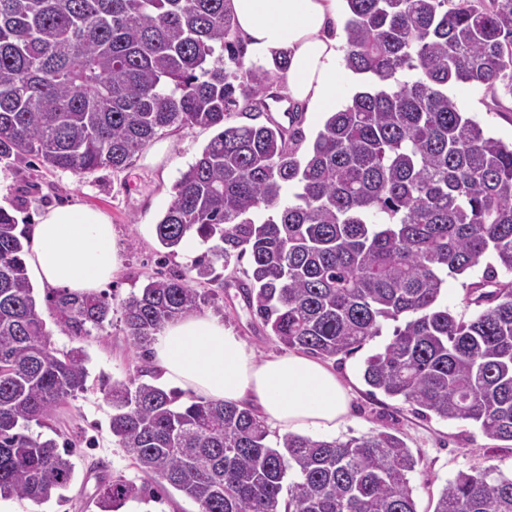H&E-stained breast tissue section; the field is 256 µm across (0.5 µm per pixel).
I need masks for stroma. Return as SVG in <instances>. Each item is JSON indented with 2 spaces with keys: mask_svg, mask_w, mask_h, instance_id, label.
I'll list each match as a JSON object with an SVG mask.
<instances>
[{
  "mask_svg": "<svg viewBox=\"0 0 512 512\" xmlns=\"http://www.w3.org/2000/svg\"><path fill=\"white\" fill-rule=\"evenodd\" d=\"M450 92L460 109L493 136L512 141V99L505 97L493 103L483 87L470 84L451 86ZM214 134V129L199 126L165 129L131 165L119 171L109 167L84 174L48 170L29 156L0 161V208L12 212L21 228L35 223L47 207L80 203L109 217L121 247L118 271L99 290L112 305V321L104 328L72 337L56 322V289H34L55 347H79L88 357L85 391L58 407L47 425L30 427L32 434L72 450L75 478L61 496L40 505L0 499V512H101L97 493L102 478L95 474L99 467L107 468L108 478L124 477L156 488L155 479L140 472L113 439L109 428L112 408L105 400L104 389L106 382L127 381L143 370L148 373V382H156L159 377L151 355L133 345L127 336L121 303L157 273H188L192 260L207 251V244L198 240L193 247L169 252L158 242L155 225L171 201L174 183ZM215 268L217 280L198 285L209 299L201 306V313L222 321L225 330L247 342L256 359L286 353V346L253 316L242 294L240 283L250 268L248 259L219 262ZM394 327V322L384 323L381 336L359 350L329 360V367L353 395L352 418L336 436L343 440L375 430H398L418 460L410 476L418 512H433L442 489L458 472L479 467L511 474L512 442L488 440L476 425L421 414L404 400L371 392L362 378L364 361L391 341Z\"/></svg>",
  "mask_w": 512,
  "mask_h": 512,
  "instance_id": "35a3bbf8",
  "label": "stroma"
}]
</instances>
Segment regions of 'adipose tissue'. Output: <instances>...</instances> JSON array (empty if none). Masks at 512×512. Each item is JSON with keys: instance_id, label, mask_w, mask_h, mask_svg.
Instances as JSON below:
<instances>
[{"instance_id": "ef3b65f1", "label": "adipose tissue", "mask_w": 512, "mask_h": 512, "mask_svg": "<svg viewBox=\"0 0 512 512\" xmlns=\"http://www.w3.org/2000/svg\"><path fill=\"white\" fill-rule=\"evenodd\" d=\"M337 0H225L249 57L285 59L279 73L292 104L331 112L350 78L333 34ZM28 265L37 282L95 294L119 266L109 219L80 205L59 206L30 225ZM160 382L212 401L258 405L279 432H332L349 412L347 388L323 363L299 352L256 360L219 320L189 314L156 335Z\"/></svg>"}]
</instances>
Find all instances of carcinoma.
Instances as JSON below:
<instances>
[{"mask_svg": "<svg viewBox=\"0 0 512 512\" xmlns=\"http://www.w3.org/2000/svg\"><path fill=\"white\" fill-rule=\"evenodd\" d=\"M348 69L367 86L332 113L311 147L303 108L291 126L259 117L273 74L245 71L224 0H0V160L29 155L75 173L121 169L158 131L216 134L172 187L155 224L176 251L215 241L196 277H153L122 303L134 345L204 301L192 286L250 255L240 283L250 310L285 346L334 358L404 319L364 361L363 380L442 420L470 421L512 442V144L448 95L452 84L512 97V0H345ZM29 243L0 208V498L36 505L67 489V448L27 433L77 397L83 349L59 350L27 275ZM465 285L470 318L442 303ZM59 322L80 337L111 321L106 298L62 292ZM110 431L144 474L199 512H417V460L399 435L346 440L288 433L272 443L248 405L193 400L152 383L105 389ZM146 488L103 484L105 512L148 503ZM433 512H512V478L459 472ZM487 262H493V260L489 257L484 258L480 264L479 269H476L475 272L458 276L456 279L448 280V288L444 292L443 300L445 304H448V308L453 313L458 315L463 314L466 317H470L475 313L476 309L473 305L467 307L465 300V290L462 287V283L470 282L471 280L477 278V276L481 275V271Z\"/></svg>", "mask_w": 512, "mask_h": 512, "instance_id": "1", "label": "carcinoma"}]
</instances>
